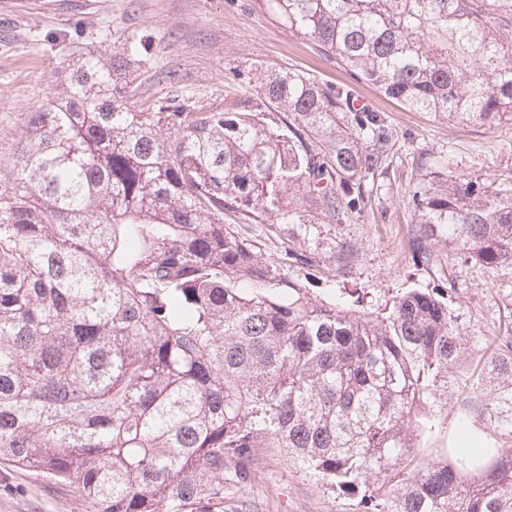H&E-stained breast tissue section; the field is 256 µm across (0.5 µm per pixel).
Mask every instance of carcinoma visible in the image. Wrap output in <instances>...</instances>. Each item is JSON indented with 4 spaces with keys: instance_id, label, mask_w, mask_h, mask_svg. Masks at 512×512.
Returning <instances> with one entry per match:
<instances>
[{
    "instance_id": "cac0c4a2",
    "label": "carcinoma",
    "mask_w": 512,
    "mask_h": 512,
    "mask_svg": "<svg viewBox=\"0 0 512 512\" xmlns=\"http://www.w3.org/2000/svg\"><path fill=\"white\" fill-rule=\"evenodd\" d=\"M256 3L407 109L512 124V0ZM143 48L76 60L0 163V459L85 512H228L224 471L258 448L365 512H512V336L470 370L445 289L362 312L224 226L353 210L392 140L380 114L273 68L252 112L136 107ZM417 210L421 257L438 235L512 272V187L439 181ZM455 393L471 443L420 466Z\"/></svg>"
}]
</instances>
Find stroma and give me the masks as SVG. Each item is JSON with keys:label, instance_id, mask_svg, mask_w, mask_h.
<instances>
[{"label": "stroma", "instance_id": "35a3bbf8", "mask_svg": "<svg viewBox=\"0 0 512 512\" xmlns=\"http://www.w3.org/2000/svg\"><path fill=\"white\" fill-rule=\"evenodd\" d=\"M129 40L145 42L132 75L131 104L167 98L188 109L251 105L257 94L246 75L283 68L324 84H345L356 105L378 111L393 135L381 173L365 186L363 202L331 221L236 224L263 257L279 260L286 277L323 294L357 289L364 308L392 302L412 288H444L448 304L474 337L469 363L485 354L484 337L512 333V274L465 260L441 239L432 257L415 252L419 233L413 195L428 170L451 180L512 182V125L480 126L414 112L374 86L352 79L308 39L288 32L255 0H0V158L25 130L26 113L51 100L61 75L79 55L104 54ZM353 257L343 258L342 246ZM308 264L285 261V249ZM468 412L449 400L434 433L421 440L425 460L444 458ZM224 495L242 512H361L359 497L334 491L295 467L283 449H259L247 480L224 476ZM0 512H85L72 492L0 460Z\"/></svg>", "mask_w": 512, "mask_h": 512}]
</instances>
